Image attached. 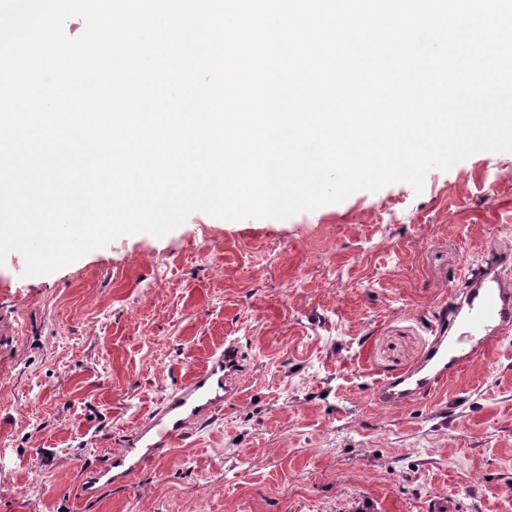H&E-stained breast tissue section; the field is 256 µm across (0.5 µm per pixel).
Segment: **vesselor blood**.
I'll return each instance as SVG.
<instances>
[{
  "instance_id": "1",
  "label": "vessel or blood",
  "mask_w": 512,
  "mask_h": 512,
  "mask_svg": "<svg viewBox=\"0 0 512 512\" xmlns=\"http://www.w3.org/2000/svg\"><path fill=\"white\" fill-rule=\"evenodd\" d=\"M512 334V278L497 262L469 266L460 288L440 306L433 340L413 368L377 382L376 404L403 408L437 393L472 361L497 349ZM245 367L236 342L225 343L206 366L179 390L142 416L122 449L107 456L84 480L81 492L94 497L101 487L127 484L199 423L238 399Z\"/></svg>"
}]
</instances>
